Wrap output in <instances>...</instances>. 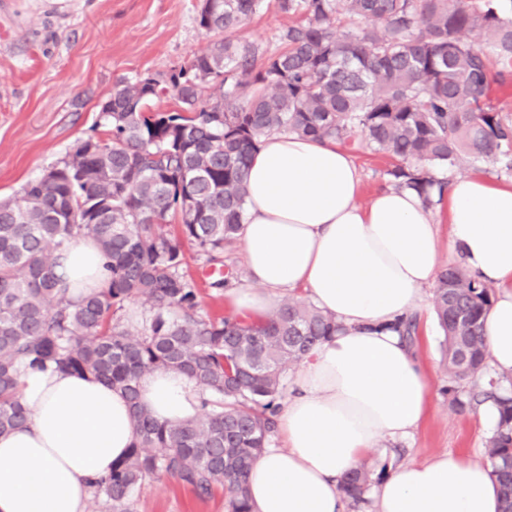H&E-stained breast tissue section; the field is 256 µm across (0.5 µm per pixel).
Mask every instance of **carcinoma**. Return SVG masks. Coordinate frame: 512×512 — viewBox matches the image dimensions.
Listing matches in <instances>:
<instances>
[{
	"instance_id": "carcinoma-1",
	"label": "carcinoma",
	"mask_w": 512,
	"mask_h": 512,
	"mask_svg": "<svg viewBox=\"0 0 512 512\" xmlns=\"http://www.w3.org/2000/svg\"><path fill=\"white\" fill-rule=\"evenodd\" d=\"M266 0H207L199 24L224 32L206 53L118 84L101 108L106 137L0 202V435L26 422L20 367L91 375L132 403L136 440L95 483L104 512H132L142 484L162 475L229 512H251L249 471L266 448L287 370L336 335L330 314L290 298L263 320L210 317L184 270V246L217 261L239 235L250 159L278 132L354 146L392 159L396 186L436 183L431 170L482 160L512 168V120L493 84L512 83V3L505 0H272L290 18L270 52L233 33ZM479 31L476 45L466 33ZM214 92L202 96V85ZM176 108L148 111L154 98ZM171 225L165 235L162 227ZM77 237L108 258V287L73 301L58 258ZM494 289L461 268L439 273L433 306L443 332L451 403L465 412L493 401L488 458L502 512H512V397L485 376L483 325ZM147 315L134 327L128 305ZM178 371L207 395L198 416L158 421L138 402L141 380ZM369 471L340 485L352 509L367 504Z\"/></svg>"
}]
</instances>
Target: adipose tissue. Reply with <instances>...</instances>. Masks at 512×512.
<instances>
[{
  "instance_id": "1",
  "label": "adipose tissue",
  "mask_w": 512,
  "mask_h": 512,
  "mask_svg": "<svg viewBox=\"0 0 512 512\" xmlns=\"http://www.w3.org/2000/svg\"><path fill=\"white\" fill-rule=\"evenodd\" d=\"M361 176L331 142L295 134L266 137L253 155L240 231L250 286L227 295L256 319L284 291L304 290L342 329L306 357L278 414L281 446H268L250 472L253 512H344L343 477L378 440L408 437L426 419L424 367L391 325L413 312L436 279L444 252L493 286L486 315L487 360L512 379V183L482 176L449 184L448 241L434 209L412 187L358 202ZM60 271L73 283H106V257L74 240ZM19 396L28 421L0 436V512H84L96 479L134 440L123 392L89 375L26 368ZM204 395L186 375L156 372L138 401L161 421L185 422ZM490 464L448 452L396 468L373 490L379 512H500Z\"/></svg>"
}]
</instances>
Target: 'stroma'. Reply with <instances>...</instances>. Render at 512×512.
<instances>
[{
    "instance_id": "1",
    "label": "stroma",
    "mask_w": 512,
    "mask_h": 512,
    "mask_svg": "<svg viewBox=\"0 0 512 512\" xmlns=\"http://www.w3.org/2000/svg\"><path fill=\"white\" fill-rule=\"evenodd\" d=\"M200 6V0H0V199L17 197L78 141L104 136L100 107L117 83L165 78L219 40L200 27ZM287 22L271 7L237 36L273 49ZM349 153L361 173V201L392 187L386 157L363 141ZM184 251L201 312L230 314L225 295L210 286L211 264L192 246ZM417 323L413 349L429 375L430 410L412 438L384 441L383 451L373 452L376 482L405 461L446 451L486 456L493 433L472 412L452 407L444 392L443 333L426 313H418ZM134 512H227L226 496L219 489L201 497L163 476L141 487Z\"/></svg>"
}]
</instances>
